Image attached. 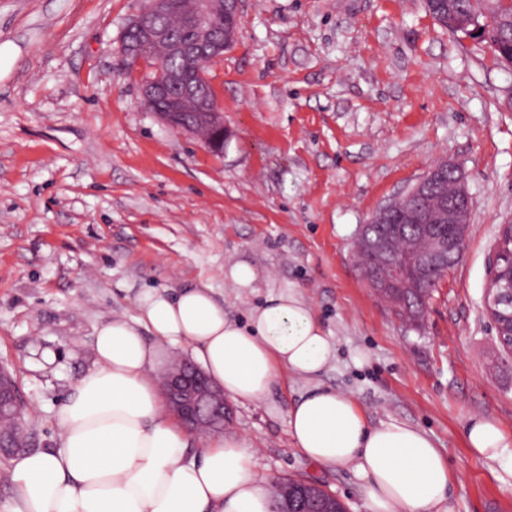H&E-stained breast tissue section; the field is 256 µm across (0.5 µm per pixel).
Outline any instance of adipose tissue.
Returning <instances> with one entry per match:
<instances>
[{"instance_id":"1","label":"adipose tissue","mask_w":512,"mask_h":512,"mask_svg":"<svg viewBox=\"0 0 512 512\" xmlns=\"http://www.w3.org/2000/svg\"><path fill=\"white\" fill-rule=\"evenodd\" d=\"M187 345L225 397L267 396L282 373L310 380L333 358L312 307L273 292L247 323L207 287L147 295L141 315L95 329V361L59 407L56 447L12 460L16 495L5 512H275L270 482L247 439L190 443L154 375ZM296 448L323 467H351L370 512H440L456 481L430 436L397 420L371 423L350 394L313 387L290 408ZM470 451L512 470V442L495 419L465 427Z\"/></svg>"}]
</instances>
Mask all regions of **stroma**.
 I'll return each mask as SVG.
<instances>
[{
	"label": "stroma",
	"mask_w": 512,
	"mask_h": 512,
	"mask_svg": "<svg viewBox=\"0 0 512 512\" xmlns=\"http://www.w3.org/2000/svg\"><path fill=\"white\" fill-rule=\"evenodd\" d=\"M142 0H0V364L25 403L29 448L94 362L95 328L133 318L149 291L205 284L246 321L299 292L335 358L322 386L373 422L427 431L458 480L451 512H512V472L471 454L476 415L512 431V357L484 308L488 256L512 220V67L448 33L424 0H244L238 38L207 76L221 154L140 101L143 66L118 51ZM472 198L463 257L411 328L351 257L361 224L435 161ZM251 287L226 279L236 263ZM309 389L291 375L237 403L268 479L312 480L368 512L348 467L312 463L288 435Z\"/></svg>",
	"instance_id": "obj_1"
}]
</instances>
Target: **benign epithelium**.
Listing matches in <instances>:
<instances>
[{"instance_id":"1","label":"benign epithelium","mask_w":512,"mask_h":512,"mask_svg":"<svg viewBox=\"0 0 512 512\" xmlns=\"http://www.w3.org/2000/svg\"><path fill=\"white\" fill-rule=\"evenodd\" d=\"M500 0H486L480 14L448 13L445 25L463 37L475 42L487 41L492 49L498 43L490 39V25L499 10ZM242 0H179L178 11L184 33L175 36L163 24L172 12V0H146V4L131 18L120 39L121 56L129 65L135 66L148 59L173 58L175 67L156 65L154 72L142 78L140 96L144 106L165 124L204 139L212 150H218L227 138L224 117L215 100L201 91L208 83L204 69L216 63L224 52L232 47ZM224 19V28L215 32L213 21ZM459 171V167L448 161L434 164L427 174L412 189L421 190L425 185L441 179L448 173ZM455 194L451 202L421 213L423 233L429 237L431 262L446 268L448 262L463 255L465 236L472 210L471 196L463 175L454 178ZM404 197H397L379 207L368 223L359 227L353 253L360 246L376 250L380 254L382 272L369 280V286L379 296L388 288H400L407 282L411 288L423 287L419 276L403 271L391 264L393 246L401 235L400 226L391 221L392 213L400 208ZM388 227L382 235L370 234V225ZM453 224L456 236L434 238L430 236V225ZM511 224L500 225L498 238L488 259L487 288L484 293L485 310L497 332V341L505 348L512 347V328L508 327L509 315L503 306L512 303V279L502 282L506 255V233ZM166 400L179 422L195 432H219L231 418V408L224 397L223 389L214 385L203 370L189 359L183 358L167 375L164 383ZM8 415L20 429L18 433H0V447L25 448L28 441L22 429L25 426L24 404L19 389L10 371L0 365V418Z\"/></svg>"}]
</instances>
